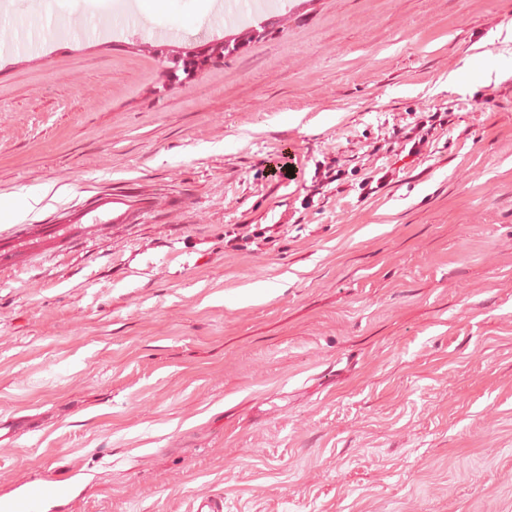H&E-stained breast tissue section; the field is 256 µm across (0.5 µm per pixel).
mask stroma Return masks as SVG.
I'll return each instance as SVG.
<instances>
[{
    "mask_svg": "<svg viewBox=\"0 0 512 512\" xmlns=\"http://www.w3.org/2000/svg\"><path fill=\"white\" fill-rule=\"evenodd\" d=\"M0 14V196L116 185L134 224L34 232L0 268V493L69 512H512V0H288L187 80L204 0L109 41ZM277 224V244L260 239ZM251 237L248 249L225 235ZM224 45H226V43L222 42L207 44L203 48L197 49V51L172 58L168 57L163 50H160L162 61H166L170 64H172V62L175 63L172 66H165L167 77L169 80H180L178 72L182 71L185 75L183 79H185L198 71L221 62L224 60V55L229 53V48L224 47ZM48 472H38L12 489V494L0 499L1 512H65L76 486L62 485L49 494L47 485L53 482Z\"/></svg>",
    "mask_w": 512,
    "mask_h": 512,
    "instance_id": "35a3bbf8",
    "label": "stroma"
}]
</instances>
